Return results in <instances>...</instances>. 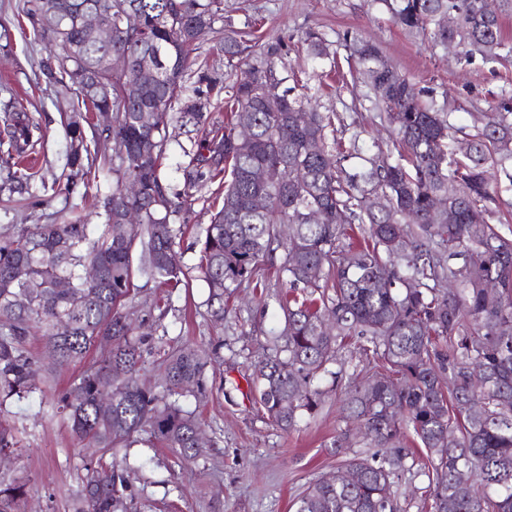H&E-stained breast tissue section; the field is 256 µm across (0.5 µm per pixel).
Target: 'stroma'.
<instances>
[{"instance_id": "stroma-1", "label": "stroma", "mask_w": 512, "mask_h": 512, "mask_svg": "<svg viewBox=\"0 0 512 512\" xmlns=\"http://www.w3.org/2000/svg\"><path fill=\"white\" fill-rule=\"evenodd\" d=\"M18 2L0 0V23L10 29L14 58L12 64H0V86L12 88L28 116L46 128L47 137L25 160L31 174L29 194L0 191V236L20 224H59L72 216L102 224L96 201L112 193V145L102 140L96 147L98 177L92 197H85L80 185L69 195L50 191V184L65 182L70 172L65 131L70 115L59 109L53 87L40 75L39 63L47 50L35 40L28 21L18 16ZM221 8L222 19L200 36L189 69L190 78L205 72L217 80V89L209 95L208 124L175 122L168 129L160 177L172 194L184 189L190 152L208 132L224 128L223 88L231 72L247 70L255 62L254 56L246 55L227 65L222 47L225 32L231 30H250L260 42L281 44L280 70L301 75L295 95H311L319 111H334L344 119L328 131V140L346 142L352 133H359L367 157L386 149L392 133L381 126L375 112L353 108L354 98L365 97L368 89L357 80L355 63L343 43L346 33L371 37L416 89L455 99L457 125H479L490 102L512 93V63L463 65L457 49L410 35L394 23L381 0H221ZM310 31L324 38L336 67L325 64L316 72L311 61L299 55ZM223 200L224 179L219 176L203 181L191 203L171 215V224L183 229L173 250L186 277L175 288L135 278L133 299L126 306L136 334L147 337L140 383L161 389L163 354L174 348L189 345L210 357L205 395L183 401L186 409L194 411L203 434L213 437L206 456L187 463L179 461L173 449L140 443L112 451L114 459L127 463L137 512H294V503L309 481L332 478L343 459L373 455L372 449L357 443L340 454L333 448L336 435L346 427L340 394L326 398L317 413L302 415L291 431H281L268 420L252 380L268 337L284 325L281 303L287 288L272 278L260 288L243 285L227 301L223 320L210 317L209 290L199 277L201 239ZM26 348L35 361L36 388L24 398L13 397L0 405V425L8 428L15 447L0 462V480L25 483L23 512H69L82 490L85 463L99 456L97 449L81 447L56 412L58 399L83 366L54 364L36 333L27 338ZM402 445L408 456L395 488L399 512H433L429 452L410 431Z\"/></svg>"}]
</instances>
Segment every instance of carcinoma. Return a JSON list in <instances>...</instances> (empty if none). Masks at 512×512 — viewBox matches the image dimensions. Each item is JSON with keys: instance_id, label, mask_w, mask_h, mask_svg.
Listing matches in <instances>:
<instances>
[{"instance_id": "carcinoma-1", "label": "carcinoma", "mask_w": 512, "mask_h": 512, "mask_svg": "<svg viewBox=\"0 0 512 512\" xmlns=\"http://www.w3.org/2000/svg\"><path fill=\"white\" fill-rule=\"evenodd\" d=\"M393 20L410 34L460 49L469 65L512 60V42L502 35V17L512 0H499L486 15L482 0H381ZM83 5L99 11L112 26V44L89 38L77 21ZM24 13L40 41L55 50L40 71L75 112L66 126L71 143L68 166L89 188L88 139H112L119 160L112 172V208L93 235L88 225H22L0 238V399L21 398L35 389L34 360L24 343L33 331L61 363L84 367L58 400L76 437L109 453L131 445L143 433L185 462L206 453L197 441L200 424L180 399L205 391L204 355L191 348L167 354L164 389L141 385L137 367L144 339L128 338L123 308L131 300L133 277L176 287L182 270L170 261L179 230L170 214L185 201L172 199L159 178L166 128L174 120L196 126L206 120L200 91L188 95L186 72L199 35L219 17L218 0H23ZM139 19L129 26L122 14ZM457 17L453 27L444 15ZM58 18L60 30L47 37L43 24ZM356 60L368 101L392 127V148L359 166L358 137L349 149H327L326 130L343 122L336 112H304L286 87L274 101L271 84L281 85L280 44L259 45L260 63L235 78L226 107L235 122L208 143L222 148L197 152L184 170L192 189L205 177L229 175L224 202L204 229L201 274L224 318V295L254 281L262 262L279 247L275 269L292 294L283 307L284 327L257 374L259 404L283 430L299 413L317 412L327 393L347 375L327 365L346 338L362 339L359 353L380 369L372 381L348 391V417L377 449V459L353 457L343 466L359 473L352 485L325 479L308 483L296 512H396L394 487L407 456L400 446L411 430L432 458L434 512H512V238L494 216L499 189L512 191V97L503 98L482 126L471 132L451 123L447 103L425 100L408 78L360 34L344 35ZM303 44L312 60L329 57L316 32ZM161 52L166 67L156 78L131 84L111 74L108 56L123 53L132 62ZM244 51L242 35H224V58ZM112 110V127L100 129L94 114ZM155 114L153 126L141 112ZM251 114L253 139L240 146L236 128ZM22 106L3 107L8 138L0 140V181L23 193L30 175L14 157L45 138L41 127L21 117ZM273 178L258 184L254 169ZM456 190L448 193V183ZM140 185L136 196L123 193ZM446 198L448 212L436 218L433 198ZM128 209L140 223L124 224ZM97 269V279L86 269ZM66 279L70 287L57 288ZM479 372L485 384L477 387ZM110 399V404L103 403ZM469 471L462 480L459 471ZM72 512H135L125 468L112 462L87 464ZM25 484L0 482V512H19Z\"/></svg>"}]
</instances>
